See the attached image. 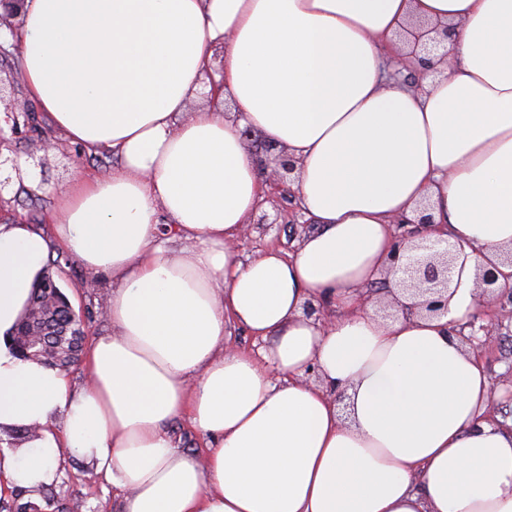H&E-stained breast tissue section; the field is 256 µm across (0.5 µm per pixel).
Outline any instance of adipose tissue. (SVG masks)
<instances>
[{
  "instance_id": "adipose-tissue-1",
  "label": "adipose tissue",
  "mask_w": 512,
  "mask_h": 512,
  "mask_svg": "<svg viewBox=\"0 0 512 512\" xmlns=\"http://www.w3.org/2000/svg\"><path fill=\"white\" fill-rule=\"evenodd\" d=\"M412 13L452 29L420 91L388 76ZM12 41L48 124L117 163L57 190L51 234L0 221V430L38 429L0 493L58 483L69 452L121 512H512V427L455 333L512 248V0H26ZM217 52L230 107L189 111ZM246 128L297 162L317 229L295 253L229 246L265 190ZM424 202L461 285L443 316H376L358 290ZM56 247L112 281L79 386L12 345ZM176 438H180V447L183 451L196 454L202 458L205 449V439L196 433L184 418L177 419L171 424Z\"/></svg>"
}]
</instances>
